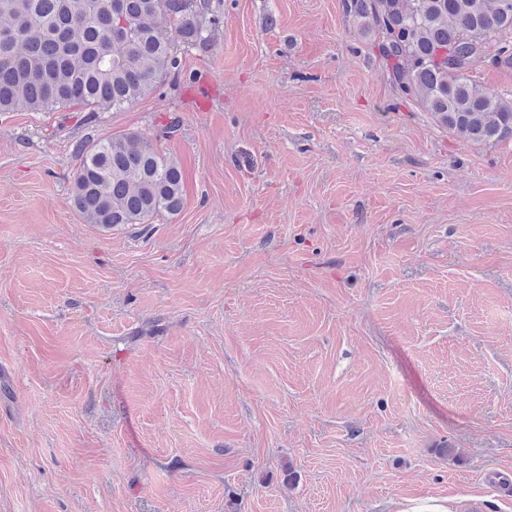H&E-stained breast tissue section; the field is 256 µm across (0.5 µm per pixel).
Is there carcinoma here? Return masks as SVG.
<instances>
[{
	"label": "carcinoma",
	"mask_w": 512,
	"mask_h": 512,
	"mask_svg": "<svg viewBox=\"0 0 512 512\" xmlns=\"http://www.w3.org/2000/svg\"><path fill=\"white\" fill-rule=\"evenodd\" d=\"M400 99L476 144L512 140V102L472 78L488 57L512 66V0H344ZM220 24L210 0H0V113L128 106L182 69L183 50ZM72 186L88 224L177 215L180 164L133 133L79 141Z\"/></svg>",
	"instance_id": "1"
}]
</instances>
